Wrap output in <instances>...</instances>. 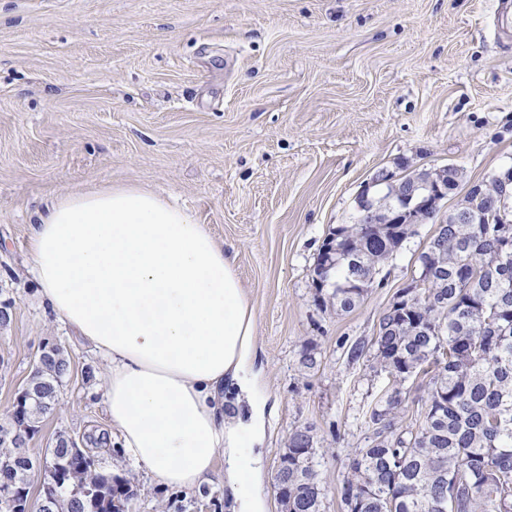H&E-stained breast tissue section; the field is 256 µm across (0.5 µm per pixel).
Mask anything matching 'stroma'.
Returning <instances> with one entry per match:
<instances>
[{
  "label": "stroma",
  "mask_w": 512,
  "mask_h": 512,
  "mask_svg": "<svg viewBox=\"0 0 512 512\" xmlns=\"http://www.w3.org/2000/svg\"><path fill=\"white\" fill-rule=\"evenodd\" d=\"M448 165L461 179L444 212L512 167V0H0V417L40 347L59 346L70 371L31 455L62 433L131 480L130 512H233L223 466L187 493L95 443L112 432L107 365L46 311L31 272L33 215L53 199L152 190L206 225L254 311L248 381L225 383L224 423L248 431L265 408L264 512H280L271 474L298 426L325 451L324 512H346L371 411L400 391L413 429L425 399L423 377L395 381L348 351L416 280L434 227L418 225L353 311L323 309L312 270L380 172Z\"/></svg>",
  "instance_id": "stroma-1"
}]
</instances>
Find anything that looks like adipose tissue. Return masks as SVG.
Wrapping results in <instances>:
<instances>
[{
  "instance_id": "adipose-tissue-1",
  "label": "adipose tissue",
  "mask_w": 512,
  "mask_h": 512,
  "mask_svg": "<svg viewBox=\"0 0 512 512\" xmlns=\"http://www.w3.org/2000/svg\"><path fill=\"white\" fill-rule=\"evenodd\" d=\"M54 318L108 365L102 396L125 459L192 490L224 458L241 512H260L224 381L241 380L256 321L233 260L186 208L133 186L67 194L30 237Z\"/></svg>"
}]
</instances>
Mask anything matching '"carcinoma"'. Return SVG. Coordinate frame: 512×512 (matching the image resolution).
<instances>
[{
  "label": "carcinoma",
  "instance_id": "cac0c4a2",
  "mask_svg": "<svg viewBox=\"0 0 512 512\" xmlns=\"http://www.w3.org/2000/svg\"><path fill=\"white\" fill-rule=\"evenodd\" d=\"M494 185L473 186L481 223L447 225L418 257L434 278L403 289L407 301L382 316L370 341L381 370L401 382L421 373L427 393L409 438L399 432V390L372 410L373 439L347 464L348 512H512V228L498 222ZM415 234L416 225L395 223L372 235L358 216L333 228L313 269L321 306L357 308ZM67 366L62 348L46 350L28 377L35 398L10 410L0 432L36 433L57 405ZM52 455L67 466L52 512H128L129 478L98 470L65 435ZM318 455L310 427L291 430L273 475L281 512H323ZM36 475L51 480L28 448L0 443V485L24 491Z\"/></svg>",
  "mask_w": 512,
  "mask_h": 512
}]
</instances>
